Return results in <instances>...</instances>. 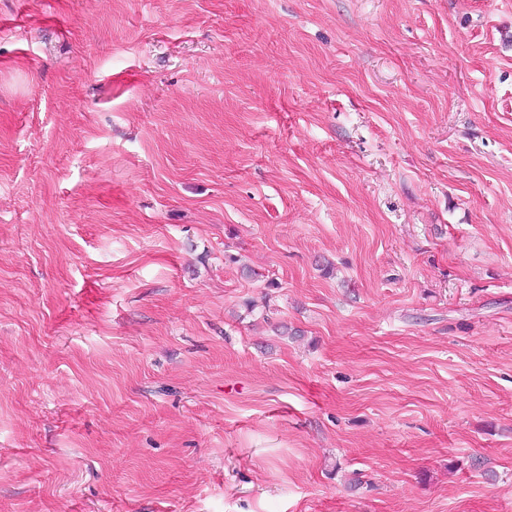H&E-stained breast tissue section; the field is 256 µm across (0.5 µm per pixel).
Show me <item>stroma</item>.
<instances>
[{
	"label": "stroma",
	"mask_w": 512,
	"mask_h": 512,
	"mask_svg": "<svg viewBox=\"0 0 512 512\" xmlns=\"http://www.w3.org/2000/svg\"><path fill=\"white\" fill-rule=\"evenodd\" d=\"M0 512H512V0H0Z\"/></svg>",
	"instance_id": "stroma-1"
}]
</instances>
